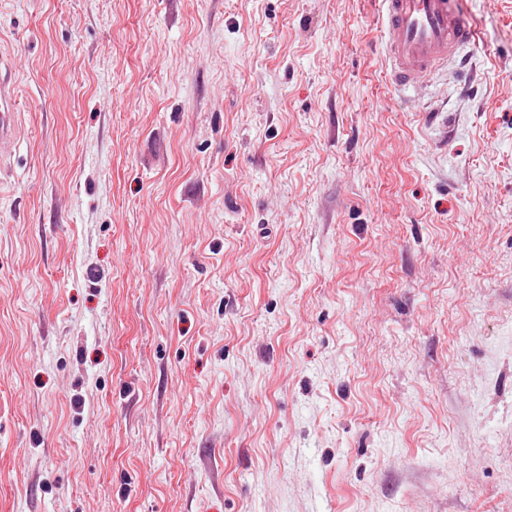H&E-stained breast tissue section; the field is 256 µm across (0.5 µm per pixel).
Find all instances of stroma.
Listing matches in <instances>:
<instances>
[{"label": "stroma", "mask_w": 512, "mask_h": 512, "mask_svg": "<svg viewBox=\"0 0 512 512\" xmlns=\"http://www.w3.org/2000/svg\"><path fill=\"white\" fill-rule=\"evenodd\" d=\"M452 7L407 96L380 0H0V512H512V0ZM0 60V166L6 154L11 153L16 133L14 127V110L17 102L15 81L12 68Z\"/></svg>", "instance_id": "1"}]
</instances>
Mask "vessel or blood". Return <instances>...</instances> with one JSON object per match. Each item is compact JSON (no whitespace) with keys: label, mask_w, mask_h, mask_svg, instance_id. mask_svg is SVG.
<instances>
[{"label":"vessel or blood","mask_w":512,"mask_h":512,"mask_svg":"<svg viewBox=\"0 0 512 512\" xmlns=\"http://www.w3.org/2000/svg\"><path fill=\"white\" fill-rule=\"evenodd\" d=\"M381 28L390 79L401 90L447 70L475 41L474 30L460 22L450 0H382ZM16 102L12 69L0 66V161L15 144Z\"/></svg>","instance_id":"obj_1"}]
</instances>
